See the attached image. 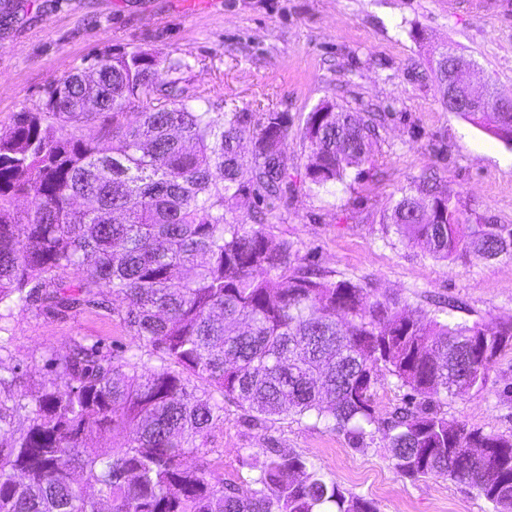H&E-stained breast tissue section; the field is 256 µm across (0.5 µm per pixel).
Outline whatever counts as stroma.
I'll list each match as a JSON object with an SVG mask.
<instances>
[{"label":"stroma","instance_id":"stroma-1","mask_svg":"<svg viewBox=\"0 0 512 512\" xmlns=\"http://www.w3.org/2000/svg\"><path fill=\"white\" fill-rule=\"evenodd\" d=\"M442 44L477 62L512 98V0L480 8L473 0H0V135L17 113L42 106L53 80L139 48L184 58L183 85L205 91L215 106L287 113L284 149L300 169L305 120L317 104L381 114L372 165L335 193L299 190L273 234L336 279L398 294L413 315L444 309L494 327L512 320V261H438L383 224L402 188L429 171L463 212L512 224V147L448 112L428 62L429 48ZM8 334L5 365L37 385L55 378L51 358L73 340L106 353L134 344L119 318L101 309L66 317L18 310ZM404 394L394 378H380L372 389L379 429L360 448L315 419L262 423L231 401L210 445L223 457L225 483L244 491L259 476L250 459L275 447L300 454L377 512H493L476 490L448 477L412 480L397 471L383 428ZM437 405L471 428L512 434V350L484 389Z\"/></svg>","mask_w":512,"mask_h":512}]
</instances>
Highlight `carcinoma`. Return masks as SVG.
Returning a JSON list of instances; mask_svg holds the SVG:
<instances>
[{"label":"carcinoma","instance_id":"obj_1","mask_svg":"<svg viewBox=\"0 0 512 512\" xmlns=\"http://www.w3.org/2000/svg\"><path fill=\"white\" fill-rule=\"evenodd\" d=\"M186 68L164 52L114 54L92 77L53 82L43 107L0 135V321L110 298L136 340L127 356L74 343L37 391L0 373V512H376L281 448L262 449L259 487L226 486L207 445L227 398L257 421L313 417L362 447L383 370L419 397L387 423L395 468L444 475L512 512V436L432 408L487 384L512 350V321L414 319L407 301L314 269L267 231L297 187L288 114L216 112L170 78ZM454 68L432 50L438 93ZM96 114L99 133H82ZM469 121L512 146V112L494 99ZM381 126L375 113L317 105L302 183L345 184L372 162ZM250 194L247 221L234 204ZM383 223L437 260L512 259V224L462 217L434 171ZM107 432L124 436L120 450L94 446Z\"/></svg>","mask_w":512,"mask_h":512}]
</instances>
